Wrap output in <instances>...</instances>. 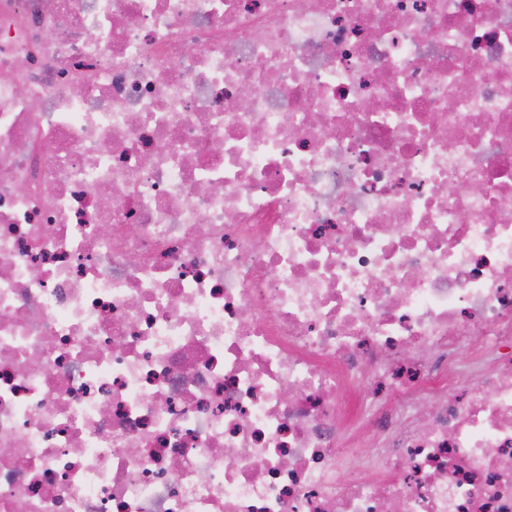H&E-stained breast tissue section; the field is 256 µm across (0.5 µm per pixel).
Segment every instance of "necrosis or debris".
<instances>
[{
    "mask_svg": "<svg viewBox=\"0 0 512 512\" xmlns=\"http://www.w3.org/2000/svg\"><path fill=\"white\" fill-rule=\"evenodd\" d=\"M391 503L512 512V0H0V512Z\"/></svg>",
    "mask_w": 512,
    "mask_h": 512,
    "instance_id": "1",
    "label": "necrosis or debris"
}]
</instances>
